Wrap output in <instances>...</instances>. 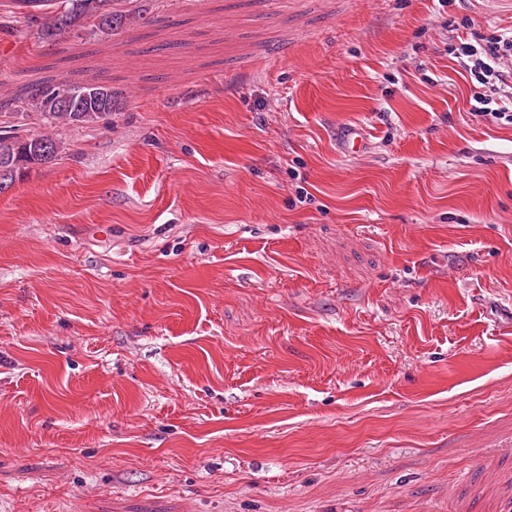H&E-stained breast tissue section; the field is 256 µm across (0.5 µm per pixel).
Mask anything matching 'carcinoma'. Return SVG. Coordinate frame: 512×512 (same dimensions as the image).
<instances>
[{
  "instance_id": "1",
  "label": "carcinoma",
  "mask_w": 512,
  "mask_h": 512,
  "mask_svg": "<svg viewBox=\"0 0 512 512\" xmlns=\"http://www.w3.org/2000/svg\"><path fill=\"white\" fill-rule=\"evenodd\" d=\"M23 8L50 7L42 13L43 41L56 44L86 27L109 35L123 24L112 10L115 0H18ZM119 92L101 83L42 81L22 96L0 104V193L35 166L55 160L61 144L31 132L26 120L31 108L45 122L91 125L121 108Z\"/></svg>"
}]
</instances>
